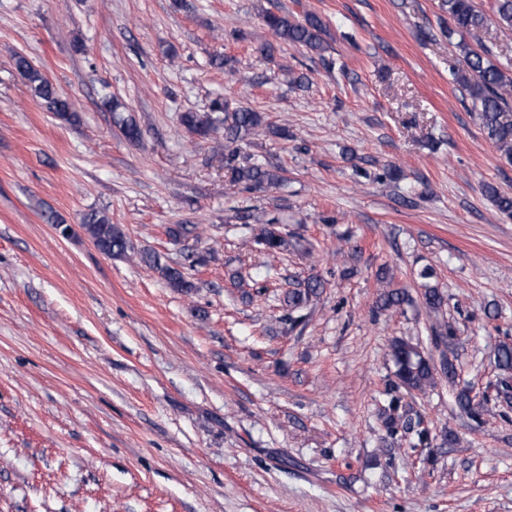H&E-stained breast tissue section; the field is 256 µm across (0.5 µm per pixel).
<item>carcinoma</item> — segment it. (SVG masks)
<instances>
[{"instance_id":"1","label":"carcinoma","mask_w":512,"mask_h":512,"mask_svg":"<svg viewBox=\"0 0 512 512\" xmlns=\"http://www.w3.org/2000/svg\"><path fill=\"white\" fill-rule=\"evenodd\" d=\"M442 9L448 13V36L463 35L488 26L489 18L474 4V0H442ZM265 25L283 43L299 46L312 52L320 53L324 47V24L314 14L306 15L302 21L291 19L286 14L269 13L265 17ZM460 51L459 67L453 69L456 83L469 96L475 108L476 117L486 133L489 141L497 148L506 160L512 162V75L495 65L487 57V53L471 49L464 41L457 42ZM15 69L20 78L27 84L33 97L41 100L49 111L68 124L75 125L79 114L68 98L58 95L49 78L35 68L24 56L15 58ZM103 105L112 112L113 123L122 131L126 139L137 141L141 138V129L136 120L119 111L120 104L112 97L104 98ZM180 123L190 133L207 139L213 134L224 131V151L216 152L213 158L224 165L230 173V185L245 184L261 188L272 184L276 176L270 171L250 162V158L240 155L238 144L259 132L262 127L261 113L249 108H240L227 112L224 100L215 99L210 111L206 113L184 112ZM496 208L512 215V195L500 192L492 185L484 186ZM246 219L261 225L257 235V243L267 252L277 253L286 245L288 233L282 232L275 222L267 220L264 215L249 214ZM82 224L90 234L95 246L105 255L121 258L126 255L128 242L123 231L111 223L108 217L99 212L86 214ZM142 262L158 270L168 284L181 291L189 292L195 288L194 283L187 280L184 273L161 261L159 254L145 252L141 255ZM434 276L430 268L420 271L419 278L424 280L422 298L425 306L431 311L439 310L445 296L440 289L427 284ZM323 284L318 278L308 279L300 288H290L282 294L284 320L295 323L303 318L302 312L313 298L320 294ZM381 307L390 308L403 304L408 294L403 289H391L380 295ZM391 356L397 367L396 387L410 393L426 392L436 384V368L416 345L404 341L393 343ZM498 368L503 372L499 380L497 395L509 400L512 398V346L501 344L496 350ZM456 405L460 411L472 418H478L486 411V402L475 401L472 390L465 389L457 393ZM384 426L390 435L401 433L412 435L417 445L428 444V431L423 427L420 415L401 404L395 397L389 405V413L384 419Z\"/></svg>"}]
</instances>
